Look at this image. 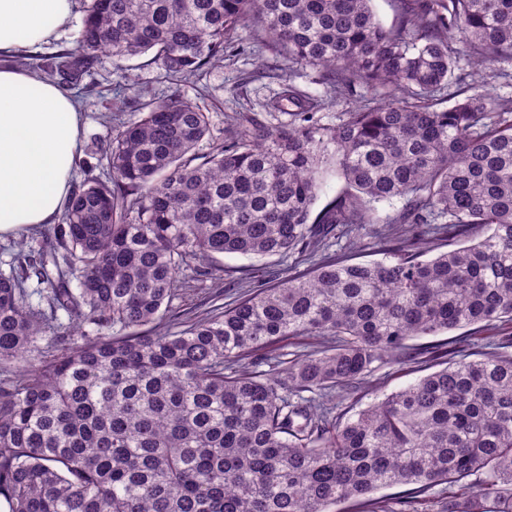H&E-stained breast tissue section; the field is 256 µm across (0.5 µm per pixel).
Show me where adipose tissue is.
<instances>
[{"instance_id":"adipose-tissue-1","label":"adipose tissue","mask_w":512,"mask_h":512,"mask_svg":"<svg viewBox=\"0 0 512 512\" xmlns=\"http://www.w3.org/2000/svg\"><path fill=\"white\" fill-rule=\"evenodd\" d=\"M75 0H0V238L57 223L72 190L83 114L20 51L55 40Z\"/></svg>"}]
</instances>
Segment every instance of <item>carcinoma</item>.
<instances>
[{
	"instance_id": "cac0c4a2",
	"label": "carcinoma",
	"mask_w": 512,
	"mask_h": 512,
	"mask_svg": "<svg viewBox=\"0 0 512 512\" xmlns=\"http://www.w3.org/2000/svg\"><path fill=\"white\" fill-rule=\"evenodd\" d=\"M370 2L88 0L77 46L37 65L77 84L103 51L151 53L182 82L247 29L376 98L325 125L323 99L288 83L290 122L251 120L205 154L209 115L180 95L117 125L49 248L0 273V362L20 372L0 387L8 512H331L399 486L418 512L444 484L441 512H512V100L438 102L457 44L477 65L512 59V0H398L390 27ZM329 172L344 188L315 214ZM368 225L384 259L324 254L162 329L194 275L224 277L217 256L315 253ZM443 239L456 248L430 255ZM61 311L90 327L81 343L25 359ZM483 339L500 350L468 358ZM387 359L435 371L336 412L333 393Z\"/></svg>"
}]
</instances>
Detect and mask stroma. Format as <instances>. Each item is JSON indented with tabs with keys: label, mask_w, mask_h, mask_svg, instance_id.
Returning <instances> with one entry per match:
<instances>
[{
	"label": "stroma",
	"mask_w": 512,
	"mask_h": 512,
	"mask_svg": "<svg viewBox=\"0 0 512 512\" xmlns=\"http://www.w3.org/2000/svg\"><path fill=\"white\" fill-rule=\"evenodd\" d=\"M239 39L247 44L246 53L236 55L225 51L223 65L209 68L200 79L177 86L164 81L160 67L146 59L125 61L101 56L99 64L82 81L92 93L79 98L83 109L80 160L95 163L94 153L98 145L111 136L108 107L119 108L121 121L133 122L139 118V111L127 103L128 98L138 94L159 98L177 92L190 100L205 102L210 108L211 132L217 138L223 137L225 129L240 117L255 120L269 129L287 122V114L271 107L272 100L286 81L293 82L301 90L323 96L326 105L320 115L326 124L335 123L340 112L359 104V95L337 91L333 84L323 80L319 70L284 60L276 72H269L270 52L251 47L248 32H240ZM218 262L232 278L261 276L266 271L291 266L303 270L308 266L307 261L296 255L257 260L225 254L219 256ZM420 375V369L411 364H386L346 400L345 405L356 410L366 407L412 384Z\"/></svg>",
	"instance_id": "stroma-1"
}]
</instances>
